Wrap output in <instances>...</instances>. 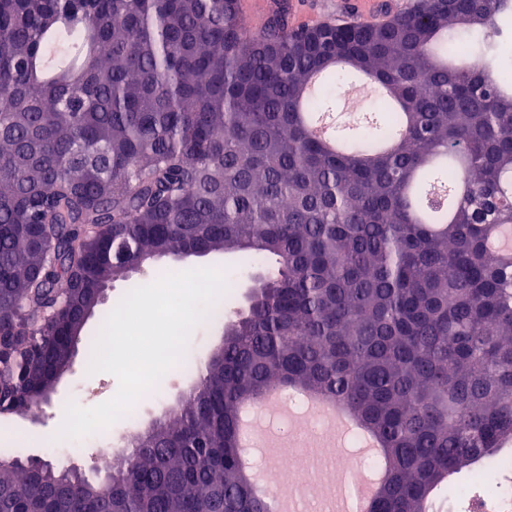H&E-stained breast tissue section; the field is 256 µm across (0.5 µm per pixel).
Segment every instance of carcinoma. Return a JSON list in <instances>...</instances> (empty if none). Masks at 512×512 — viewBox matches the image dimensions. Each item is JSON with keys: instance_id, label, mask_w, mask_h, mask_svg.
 Here are the masks:
<instances>
[{"instance_id": "1", "label": "carcinoma", "mask_w": 512, "mask_h": 512, "mask_svg": "<svg viewBox=\"0 0 512 512\" xmlns=\"http://www.w3.org/2000/svg\"><path fill=\"white\" fill-rule=\"evenodd\" d=\"M279 4L0 0V414L47 402L83 313L131 265L275 257L177 407L101 482L0 450V512H267L240 405L335 402L386 459L369 512H431L453 476L512 460V0L431 2L319 33ZM352 70L378 94L332 152L303 117Z\"/></svg>"}]
</instances>
